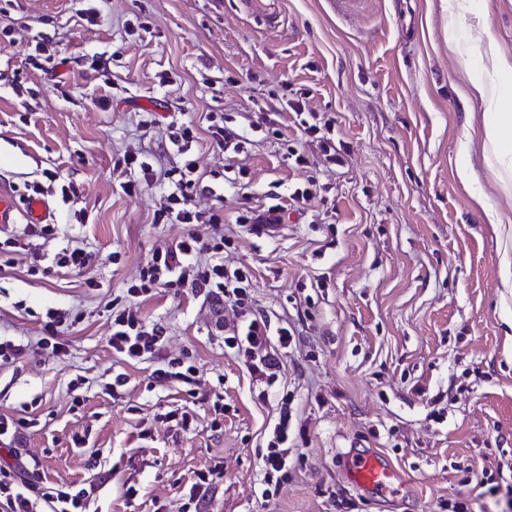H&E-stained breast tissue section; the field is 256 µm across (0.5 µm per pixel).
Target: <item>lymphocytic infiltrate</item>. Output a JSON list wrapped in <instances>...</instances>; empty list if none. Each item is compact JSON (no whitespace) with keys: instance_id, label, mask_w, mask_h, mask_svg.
Masks as SVG:
<instances>
[{"instance_id":"1","label":"lymphocytic infiltrate","mask_w":512,"mask_h":512,"mask_svg":"<svg viewBox=\"0 0 512 512\" xmlns=\"http://www.w3.org/2000/svg\"><path fill=\"white\" fill-rule=\"evenodd\" d=\"M197 169L196 159L186 153L179 165L164 172L163 177L168 180L171 190L166 205L155 212L154 221L158 224H208L215 228L216 238L207 243L190 233L177 247L155 251L141 269L138 279L127 287L126 294L135 297L159 286L174 288L192 281L203 284L211 295L224 299L240 311L249 312L251 273L246 267H228L220 260L219 255L228 243L223 235L224 211L219 207L201 210L195 205L193 194L199 183ZM205 253L213 254L212 262L200 263L199 258ZM111 327L109 344L118 356L134 361L161 357L165 335L161 325L145 327L136 314L125 307L113 310ZM296 333V328L288 325L271 331L266 318L251 315L242 326L225 334L224 345L243 358L252 374L266 377L272 369L265 354L270 341L278 340L281 347L287 348L295 341ZM290 403L289 396H282L279 419L263 456L266 487L262 496L268 500L274 496L271 489L274 480L288 469ZM88 499V491L73 496L41 482L22 480L19 468L0 467V504L6 512H39L43 507L49 512H81Z\"/></svg>"}]
</instances>
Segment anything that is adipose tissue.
Listing matches in <instances>:
<instances>
[{
	"label": "adipose tissue",
	"instance_id": "ef3b65f1",
	"mask_svg": "<svg viewBox=\"0 0 512 512\" xmlns=\"http://www.w3.org/2000/svg\"><path fill=\"white\" fill-rule=\"evenodd\" d=\"M472 93L482 105L480 135L485 162L495 171L502 191L512 197V110L505 101L512 89L504 81L512 65L497 61L493 67L470 66Z\"/></svg>",
	"mask_w": 512,
	"mask_h": 512
}]
</instances>
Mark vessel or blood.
I'll return each instance as SVG.
<instances>
[{"instance_id": "vessel-or-blood-1", "label": "vessel or blood", "mask_w": 512, "mask_h": 512, "mask_svg": "<svg viewBox=\"0 0 512 512\" xmlns=\"http://www.w3.org/2000/svg\"><path fill=\"white\" fill-rule=\"evenodd\" d=\"M54 216L51 200L30 195L17 201L12 183L0 175V227L16 224H47ZM346 475L351 484L371 497L397 500L409 488L404 473L382 453L367 448L352 449L346 458Z\"/></svg>"}]
</instances>
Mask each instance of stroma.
I'll return each mask as SVG.
<instances>
[{
  "instance_id": "35a3bbf8",
  "label": "stroma",
  "mask_w": 512,
  "mask_h": 512,
  "mask_svg": "<svg viewBox=\"0 0 512 512\" xmlns=\"http://www.w3.org/2000/svg\"><path fill=\"white\" fill-rule=\"evenodd\" d=\"M280 8L273 26L239 0H0V173L20 199L42 184L58 229L0 252V336L23 347L0 362V415L37 422L0 440V467L21 452L42 481L91 489L87 512H185L202 473L211 484L197 512H512V199L470 134L481 105L457 56L480 58L491 37L512 59V0H474L455 47L446 0ZM39 44L37 69L28 56ZM288 98L331 120L339 163L303 133ZM216 113L247 136L234 157L210 134ZM189 121L208 188L194 200L224 208L225 263L249 268L253 313L299 331L289 348L268 346L271 384L225 348L243 318L206 289L125 295L155 250L213 234L154 223L166 184L133 198L121 188L125 155L159 174L176 166L170 127ZM271 125L287 144L266 138ZM289 146L307 166L286 159ZM464 151L468 184L457 174ZM312 181L318 194L294 201ZM273 204L284 208L276 233L238 223ZM69 241L90 254L83 269L51 266ZM117 298L165 327L163 358L189 353L195 381H156L163 359L113 353ZM50 308L67 316L63 357L37 344ZM120 373L126 383L113 388ZM286 393L293 450L267 503L262 455ZM172 410L190 427L168 420ZM352 448L405 471L398 503L348 483Z\"/></svg>"
}]
</instances>
